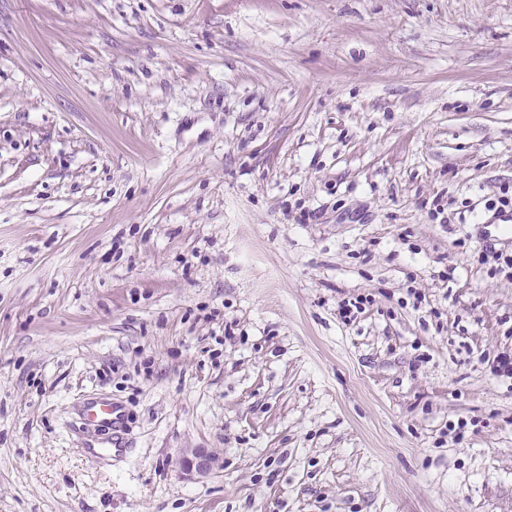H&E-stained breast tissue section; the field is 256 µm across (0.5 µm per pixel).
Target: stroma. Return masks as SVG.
I'll list each match as a JSON object with an SVG mask.
<instances>
[{
    "label": "stroma",
    "mask_w": 512,
    "mask_h": 512,
    "mask_svg": "<svg viewBox=\"0 0 512 512\" xmlns=\"http://www.w3.org/2000/svg\"><path fill=\"white\" fill-rule=\"evenodd\" d=\"M506 185L512 0H0V512H512ZM482 363L487 364L490 374L499 380L510 379L512 381V350L497 351L493 355H484ZM79 417L83 426H102L112 431L108 441L99 448L85 443L84 448H81L85 453L103 459L119 456L123 448H126L124 436L128 414L121 404L110 400L87 398L80 404Z\"/></svg>",
    "instance_id": "stroma-1"
}]
</instances>
